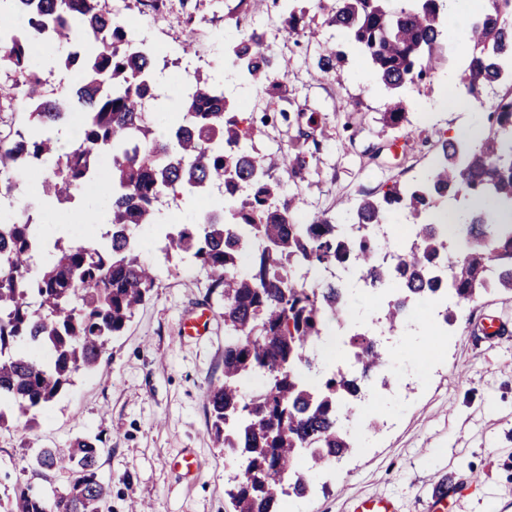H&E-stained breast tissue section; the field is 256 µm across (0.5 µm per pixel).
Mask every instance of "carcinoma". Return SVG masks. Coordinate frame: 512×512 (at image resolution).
<instances>
[{"label": "carcinoma", "mask_w": 512, "mask_h": 512, "mask_svg": "<svg viewBox=\"0 0 512 512\" xmlns=\"http://www.w3.org/2000/svg\"><path fill=\"white\" fill-rule=\"evenodd\" d=\"M0 96L33 117L36 129L0 138V198L12 199L22 218L0 225V398H12L27 415L42 407L81 372L101 364L105 345L123 332L135 310L157 287V266L143 255L140 233L156 231L165 261L185 256L204 271L224 300V380L205 399L217 444L240 472L227 490L231 512H278L282 496L308 494L298 464L321 470L351 453L344 425L364 400L367 382L386 363L374 335L349 334L354 370L321 373L314 344L326 322L341 317L346 288L334 279L309 287L302 271L351 269L365 288L388 291L383 328L405 325L421 300L451 297L445 323L482 292L512 294V92L494 100L489 134L476 141L441 142L427 176L412 186L393 185L366 195L350 209L351 222L322 213L296 222L295 196L285 192L280 170L302 174V153L260 154L258 126L235 112L223 86L193 75L180 87V111L165 121L154 105L164 95L154 71L155 49L101 0H0ZM302 0H273L287 32L298 29ZM328 22L349 32L394 100L381 113L382 127L406 120L399 92L430 77L447 34L449 0H334ZM473 46L463 71L466 94L482 102L485 87L512 75V0H491L467 33ZM40 45L55 64L76 75L66 96L50 97ZM340 53L324 48L318 67L336 71ZM224 64L267 81L269 119L299 124L290 113L288 82L273 62L264 33L253 29L229 47ZM105 169L108 198L103 247L57 237L41 241V221L28 202L27 172H39L44 196L73 203ZM222 189L219 209L192 227L161 225L164 198L184 193L207 197ZM484 206L464 222L448 224L439 203L459 196ZM412 217V237L387 246L377 234L390 213ZM321 374L317 385L305 373ZM260 376L247 391L241 381ZM101 449L76 439L65 452L36 456L39 470L69 468L66 492L20 486L6 512H112L110 488L98 476Z\"/></svg>", "instance_id": "carcinoma-1"}]
</instances>
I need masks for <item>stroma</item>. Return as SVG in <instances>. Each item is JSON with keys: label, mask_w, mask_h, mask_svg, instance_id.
<instances>
[{"label": "stroma", "mask_w": 512, "mask_h": 512, "mask_svg": "<svg viewBox=\"0 0 512 512\" xmlns=\"http://www.w3.org/2000/svg\"><path fill=\"white\" fill-rule=\"evenodd\" d=\"M123 19L147 22L157 50L155 71L168 81L186 69L224 75V91L245 116L266 109L256 81L239 78L224 66L225 48L243 33L264 32L280 67L288 72L292 109L315 113L309 128L301 177L288 181L299 201V218L322 212L347 218L348 207L364 195L382 194L392 184L419 180L433 165L441 140L458 128L476 126L487 134L482 110H448L449 97L463 95L461 56L471 47L466 31L474 17L459 0L448 20L451 48L426 85L405 91L408 121L381 130L379 119L391 100L350 37L310 8L297 34L280 30L272 0H252L248 11L229 17L235 0H206L188 11L182 0H168L154 16L148 0H102ZM343 54L335 74L317 66L321 43ZM189 53H180L182 45ZM383 151L371 159L374 145ZM145 255L158 266L150 298L125 330L108 342L99 368L74 377L52 403L36 414L34 431L17 407H6L0 425V498L28 482L66 490L70 471L32 473L43 448H64L78 437L101 450L99 473L111 489L112 512H129L131 500L152 512H228L225 495L234 465L214 446L212 419L204 391L224 378V308L210 292L204 273L164 262L154 249ZM387 294L351 284L342 320L328 321L319 342L323 369H349V347L334 342L339 332L368 325L383 309ZM206 312L208 331L179 340L181 319ZM434 302L417 305L411 320L386 349L382 378L373 379L371 405L353 432L356 448L342 466L308 475L306 497H283L280 512H348L355 499L389 497L398 512H426L437 482H460L448 512H512V297L487 293L458 310L455 322L436 317ZM502 334L490 340L487 321ZM192 454L195 475L184 478L174 462Z\"/></svg>", "instance_id": "stroma-1"}]
</instances>
